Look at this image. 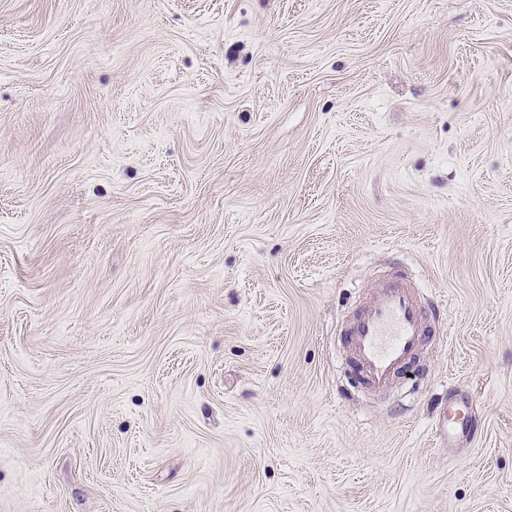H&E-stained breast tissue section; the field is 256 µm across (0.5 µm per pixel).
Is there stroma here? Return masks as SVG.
Listing matches in <instances>:
<instances>
[{"label": "stroma", "instance_id": "35a3bbf8", "mask_svg": "<svg viewBox=\"0 0 512 512\" xmlns=\"http://www.w3.org/2000/svg\"><path fill=\"white\" fill-rule=\"evenodd\" d=\"M0 512H512V0H0ZM439 321V306L417 288L384 282L343 331L344 364L363 383L383 390L420 361ZM475 430L472 402L461 397L441 404L436 419V436L441 442H454L460 436H470Z\"/></svg>", "mask_w": 512, "mask_h": 512}]
</instances>
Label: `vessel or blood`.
Here are the masks:
<instances>
[{
  "label": "vessel or blood",
  "mask_w": 512,
  "mask_h": 512,
  "mask_svg": "<svg viewBox=\"0 0 512 512\" xmlns=\"http://www.w3.org/2000/svg\"><path fill=\"white\" fill-rule=\"evenodd\" d=\"M440 309L409 283L390 280L376 288L342 334L344 363L375 390H382L419 362L420 353L438 332ZM469 398L441 405L436 435L442 442L473 434Z\"/></svg>",
  "instance_id": "obj_1"
}]
</instances>
